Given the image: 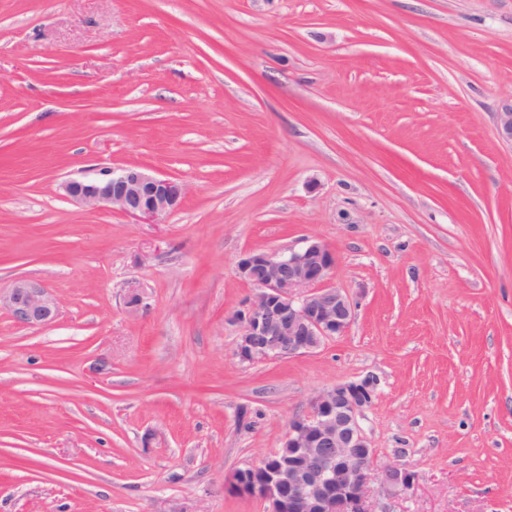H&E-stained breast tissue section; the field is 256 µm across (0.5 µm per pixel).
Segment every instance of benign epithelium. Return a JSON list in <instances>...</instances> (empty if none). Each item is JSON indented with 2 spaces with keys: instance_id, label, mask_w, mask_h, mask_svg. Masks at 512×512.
Segmentation results:
<instances>
[{
  "instance_id": "7a95c632",
  "label": "benign epithelium",
  "mask_w": 512,
  "mask_h": 512,
  "mask_svg": "<svg viewBox=\"0 0 512 512\" xmlns=\"http://www.w3.org/2000/svg\"><path fill=\"white\" fill-rule=\"evenodd\" d=\"M501 139L512 143V104L497 113ZM64 197L88 209L108 208L149 223L177 210L184 184L138 165L104 168L66 181ZM335 252L314 239L287 253L249 250L237 263L239 277L257 289L235 311L236 354L244 362L298 356L343 335L354 316L347 292L330 284ZM0 307L31 328L47 327L58 316L54 294L18 279ZM377 396V380L339 382L314 396L308 413L293 418L277 450L256 465L233 472L228 488L268 503L267 512H372L371 484L388 493L411 491L417 475L407 467H379L362 418Z\"/></svg>"
}]
</instances>
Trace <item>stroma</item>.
<instances>
[{
	"label": "stroma",
	"mask_w": 512,
	"mask_h": 512,
	"mask_svg": "<svg viewBox=\"0 0 512 512\" xmlns=\"http://www.w3.org/2000/svg\"><path fill=\"white\" fill-rule=\"evenodd\" d=\"M510 103L512 0H0V289L60 306L0 307V512H267L227 478L367 376L373 512H512ZM131 164L181 207L62 195ZM311 239L349 329L240 361V256ZM0 307H5L17 324L31 328L50 326L59 312L54 294L25 279L16 280L6 293L0 291Z\"/></svg>",
	"instance_id": "1"
}]
</instances>
